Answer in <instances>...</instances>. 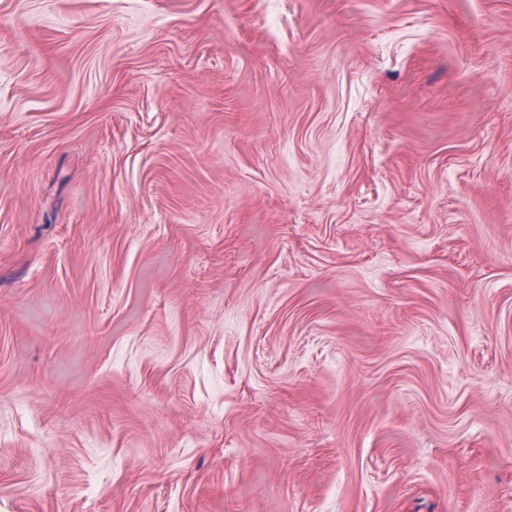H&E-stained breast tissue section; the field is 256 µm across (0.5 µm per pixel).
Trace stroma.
<instances>
[{
	"label": "stroma",
	"instance_id": "obj_1",
	"mask_svg": "<svg viewBox=\"0 0 512 512\" xmlns=\"http://www.w3.org/2000/svg\"><path fill=\"white\" fill-rule=\"evenodd\" d=\"M0 512H512V0H0Z\"/></svg>",
	"mask_w": 512,
	"mask_h": 512
}]
</instances>
